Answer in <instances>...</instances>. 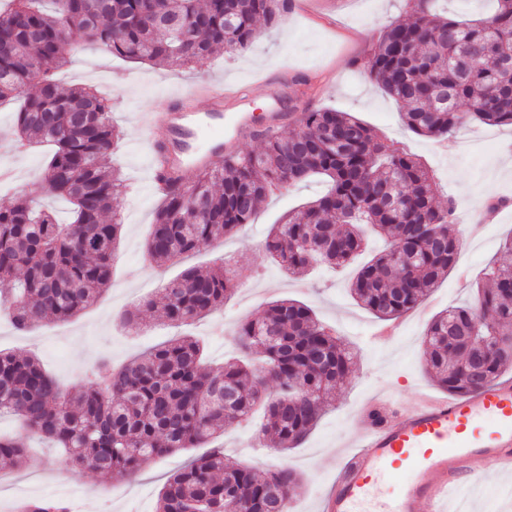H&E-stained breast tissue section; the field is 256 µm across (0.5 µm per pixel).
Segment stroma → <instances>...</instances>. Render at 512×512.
I'll return each mask as SVG.
<instances>
[{
	"instance_id": "35a3bbf8",
	"label": "stroma",
	"mask_w": 512,
	"mask_h": 512,
	"mask_svg": "<svg viewBox=\"0 0 512 512\" xmlns=\"http://www.w3.org/2000/svg\"><path fill=\"white\" fill-rule=\"evenodd\" d=\"M405 0H290L285 20L266 31L247 51L215 55L195 68L126 61L87 45L66 49L65 66L55 72L62 88L91 87L112 107V120L122 134L110 163L121 169L127 188L113 201L123 225L112 283L92 306L62 321L20 330L0 320V350L38 357L65 387L80 386L85 372L100 358L114 367L152 348L185 335L201 340L214 366L235 355L234 331L245 318L258 317L275 299L293 298L309 306L351 347L352 369L305 442L278 453L259 443L253 427L228 428L218 441L226 463H243L263 474L283 466L302 477L293 496L294 512H318V494L328 479L336 455L352 438V416L374 394H390L410 406L417 390L434 391L422 369V339L439 311L474 302L477 291L459 285L460 270H483L501 243L512 237V167L499 165L501 149L512 142V126L474 123L456 131V141L468 139L477 148L460 153L454 146L419 136L404 123L401 108L371 80L366 61L380 31L405 17ZM288 80L289 135L302 113L320 108L348 112L381 137L401 142L434 173L438 202L454 198L460 216L461 250L451 271L413 312L402 317L400 334L391 342H372L384 323L359 306L349 290L352 270L320 267L312 275L284 274L262 251L271 224L298 205L316 197L321 183H299L267 198L251 224L233 236L201 247L180 263L158 266L146 258L145 243L160 200L152 191L150 156L142 146L139 117L165 111L170 95L183 87L209 81L230 90H244L240 109L262 123L274 107L265 80ZM46 148L0 151V168L14 170L10 183H0V206L10 205L22 190L52 211L59 223H69V204L43 188ZM225 259L237 274L238 288L222 310L186 326L164 322L160 313L142 312L144 324L125 329L119 318L142 311L143 302L165 282L188 268L206 270ZM0 432L24 444L35 464L12 468L0 462V512H16L19 498H57L71 512H156L157 498L169 477L189 459L204 455L191 448L145 462L128 479L108 481L90 470L72 466L61 450L28 434L11 416L0 418ZM469 512H512V484L488 474L467 503Z\"/></svg>"
}]
</instances>
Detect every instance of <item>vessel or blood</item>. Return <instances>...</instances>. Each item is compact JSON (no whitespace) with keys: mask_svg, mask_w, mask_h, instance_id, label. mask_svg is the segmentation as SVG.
Segmentation results:
<instances>
[{"mask_svg":"<svg viewBox=\"0 0 512 512\" xmlns=\"http://www.w3.org/2000/svg\"><path fill=\"white\" fill-rule=\"evenodd\" d=\"M198 92L195 85L182 89L166 111L141 118L156 187L185 184L223 156L226 135L251 131L248 113L227 117L234 95L223 85L209 88L202 112L193 104ZM354 423L321 512H445L448 499L478 487L486 471L512 472V378L459 397L423 393L404 413L393 398L376 397ZM384 484L393 490L382 498Z\"/></svg>","mask_w":512,"mask_h":512,"instance_id":"vessel-or-blood-1","label":"vessel or blood"}]
</instances>
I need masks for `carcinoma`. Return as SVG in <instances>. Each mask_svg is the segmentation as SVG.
<instances>
[{
  "mask_svg": "<svg viewBox=\"0 0 512 512\" xmlns=\"http://www.w3.org/2000/svg\"><path fill=\"white\" fill-rule=\"evenodd\" d=\"M406 18L380 33L367 67L401 105L415 134L446 138L472 120L512 126V0L475 23L408 0ZM288 0H0V105L18 103L17 142L47 143L44 182L69 200L72 221L58 223L27 196L0 208V312L19 329L69 319L108 287L122 224L105 221L124 179L108 166L120 131L111 107L92 90L61 89L52 72L63 47L95 44L143 62L199 66L213 53H241L280 24ZM258 153H231L221 166L171 188L146 241V256L172 264L251 223L274 186L314 176L327 190L272 225L264 255L288 273L318 262L351 264L368 230L389 250L357 270L350 291L383 320L415 310L455 266L461 246L456 203L435 204L437 184L412 153L348 112L304 113L288 137L263 134ZM478 291L476 306L436 314L424 333L425 369L450 395H462L512 368V238ZM235 277L222 263L188 269L144 302L182 325L222 307ZM244 357L213 369L189 336L168 341L120 370L103 360L79 389L62 388L32 356L0 350V416L65 450L73 467L105 477L135 475L142 463L199 448L222 429L263 408L259 432L281 451L308 436L351 367V352L314 310L293 299L270 303L235 333ZM0 460L30 461L0 435ZM301 476L282 467L259 476L227 464L213 448L176 471L157 512H288ZM25 512H67L56 500H29Z\"/></svg>",
  "mask_w": 512,
  "mask_h": 512,
  "instance_id": "1",
  "label": "carcinoma"
}]
</instances>
